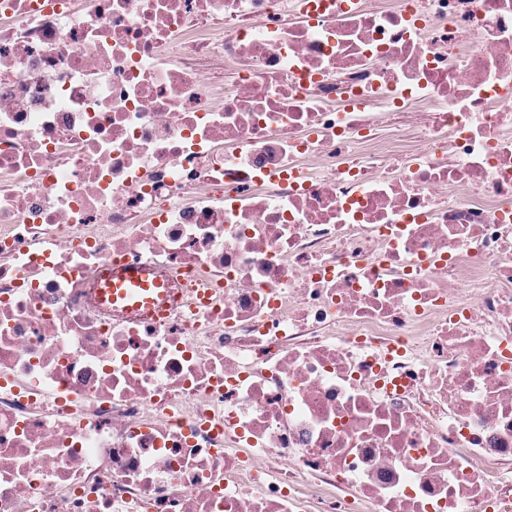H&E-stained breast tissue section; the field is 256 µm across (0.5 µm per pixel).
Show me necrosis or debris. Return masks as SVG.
Wrapping results in <instances>:
<instances>
[{"instance_id": "obj_1", "label": "necrosis or debris", "mask_w": 512, "mask_h": 512, "mask_svg": "<svg viewBox=\"0 0 512 512\" xmlns=\"http://www.w3.org/2000/svg\"><path fill=\"white\" fill-rule=\"evenodd\" d=\"M0 512H512V0H0ZM149 270L146 267L133 265V264H121L112 267V269L101 274L98 277V282L112 293V301L116 298H126L139 294L140 292L133 294L129 292L128 288H142L143 291L148 290V278Z\"/></svg>"}]
</instances>
